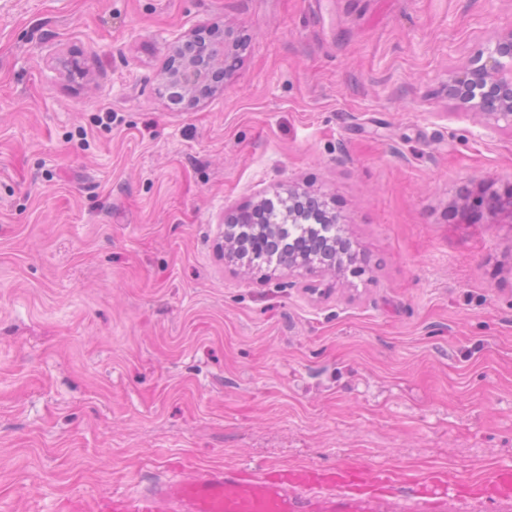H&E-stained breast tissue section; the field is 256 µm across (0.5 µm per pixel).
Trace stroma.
<instances>
[{"mask_svg": "<svg viewBox=\"0 0 512 512\" xmlns=\"http://www.w3.org/2000/svg\"><path fill=\"white\" fill-rule=\"evenodd\" d=\"M215 22L248 46L174 110L167 44ZM510 30L512 0H0V512L184 465L512 466V217L471 218L512 126L448 96ZM290 188L356 267L225 258Z\"/></svg>", "mask_w": 512, "mask_h": 512, "instance_id": "stroma-1", "label": "stroma"}]
</instances>
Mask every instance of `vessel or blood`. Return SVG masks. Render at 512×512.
Here are the masks:
<instances>
[{
	"mask_svg": "<svg viewBox=\"0 0 512 512\" xmlns=\"http://www.w3.org/2000/svg\"><path fill=\"white\" fill-rule=\"evenodd\" d=\"M512 501V466L478 480L437 470L422 477L356 460L191 468L50 512H448L449 503Z\"/></svg>",
	"mask_w": 512,
	"mask_h": 512,
	"instance_id": "b4317fda",
	"label": "vessel or blood"
}]
</instances>
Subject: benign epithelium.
Masks as SVG:
<instances>
[{
    "label": "benign epithelium",
    "instance_id": "benign-epithelium-1",
    "mask_svg": "<svg viewBox=\"0 0 512 512\" xmlns=\"http://www.w3.org/2000/svg\"><path fill=\"white\" fill-rule=\"evenodd\" d=\"M209 41L195 44L196 36L185 35L167 45L169 62L161 74L159 90H179L188 105L201 97L200 89L208 84L210 71L222 69L228 75L246 39L220 24L210 27ZM448 97L470 112H479L492 120L512 126V30L495 42L494 48L478 52L465 75L448 81ZM297 193L290 191L280 202L282 218L295 221L300 214Z\"/></svg>",
    "mask_w": 512,
    "mask_h": 512
}]
</instances>
